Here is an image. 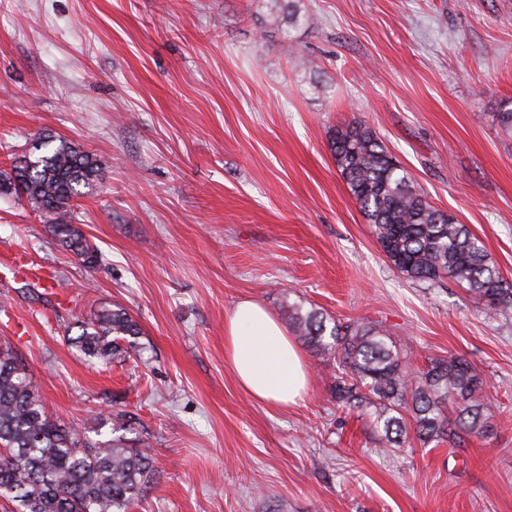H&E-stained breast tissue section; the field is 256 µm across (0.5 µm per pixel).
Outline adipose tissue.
Instances as JSON below:
<instances>
[{
	"instance_id": "obj_1",
	"label": "adipose tissue",
	"mask_w": 512,
	"mask_h": 512,
	"mask_svg": "<svg viewBox=\"0 0 512 512\" xmlns=\"http://www.w3.org/2000/svg\"><path fill=\"white\" fill-rule=\"evenodd\" d=\"M224 360L254 400L286 408L309 385L305 356L280 321L262 304L243 299L224 315Z\"/></svg>"
}]
</instances>
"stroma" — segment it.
I'll use <instances>...</instances> for the list:
<instances>
[{
    "instance_id": "35a3bbf8",
    "label": "stroma",
    "mask_w": 512,
    "mask_h": 512,
    "mask_svg": "<svg viewBox=\"0 0 512 512\" xmlns=\"http://www.w3.org/2000/svg\"><path fill=\"white\" fill-rule=\"evenodd\" d=\"M280 2L0 0V176L45 134L101 174L75 203L91 268L0 193V262L55 276H0V343L61 421L132 416L156 474L128 512H512V315L395 270L329 147L365 124L512 280V0H298L293 18ZM243 299L382 323L418 368L466 358L496 404L489 431L378 454L380 429L337 410L309 348L302 401H254L224 362ZM112 303L142 353L93 365L69 339Z\"/></svg>"
}]
</instances>
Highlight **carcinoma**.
I'll use <instances>...</instances> for the list:
<instances>
[{
	"instance_id": "carcinoma-1",
	"label": "carcinoma",
	"mask_w": 512,
	"mask_h": 512,
	"mask_svg": "<svg viewBox=\"0 0 512 512\" xmlns=\"http://www.w3.org/2000/svg\"><path fill=\"white\" fill-rule=\"evenodd\" d=\"M54 136L40 138L0 180V192L14 193L49 216L56 245L88 267L97 250L73 221L81 189L98 181L89 152ZM336 167L393 267L412 281L448 278L465 286L493 317L512 310V282L489 262L484 242L465 225L433 207L373 131L361 123L336 129L330 139ZM288 326L322 353L335 376L336 405L350 411L374 408L382 426L380 452L410 441L430 444L484 433L495 403L484 396L481 372L467 359L448 356L414 368L412 353L385 329L346 323L312 308L288 306ZM69 338L87 360L121 364L140 349L141 327L123 306L97 309ZM132 418L118 412L110 434L100 439L49 415L34 380L16 352L0 347V497L18 512H126L150 489V449L117 435Z\"/></svg>"
}]
</instances>
